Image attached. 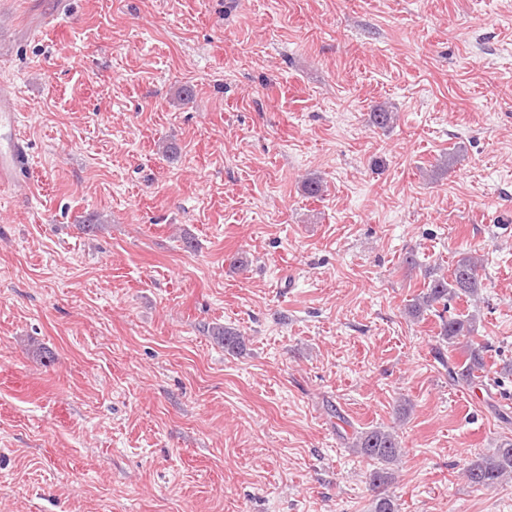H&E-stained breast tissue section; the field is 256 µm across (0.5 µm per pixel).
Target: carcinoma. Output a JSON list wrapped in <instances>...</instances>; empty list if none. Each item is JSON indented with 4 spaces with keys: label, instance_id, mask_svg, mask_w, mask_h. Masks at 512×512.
Segmentation results:
<instances>
[{
    "label": "carcinoma",
    "instance_id": "obj_1",
    "mask_svg": "<svg viewBox=\"0 0 512 512\" xmlns=\"http://www.w3.org/2000/svg\"><path fill=\"white\" fill-rule=\"evenodd\" d=\"M483 259L463 253L449 269L448 274H440L428 281L425 289L407 305L406 312L412 318H420L426 312H438V333L441 346L452 352L460 349L464 360L448 363V378L453 385L461 388H474L477 383L489 378L485 353L487 345L476 340L478 317L476 311L467 313L448 312L449 302L466 297L477 300L483 288ZM442 310H437V306ZM208 332L224 350L234 353L240 349L241 333L215 325ZM353 451L378 464L369 474V485L375 491L372 512H396V505L382 488L392 482L391 466L401 462L403 448L398 435L391 430L375 428L360 431L352 444ZM462 475L469 484L485 489H494L512 478V440L502 441L493 453L479 455L469 460L462 469Z\"/></svg>",
    "mask_w": 512,
    "mask_h": 512
}]
</instances>
